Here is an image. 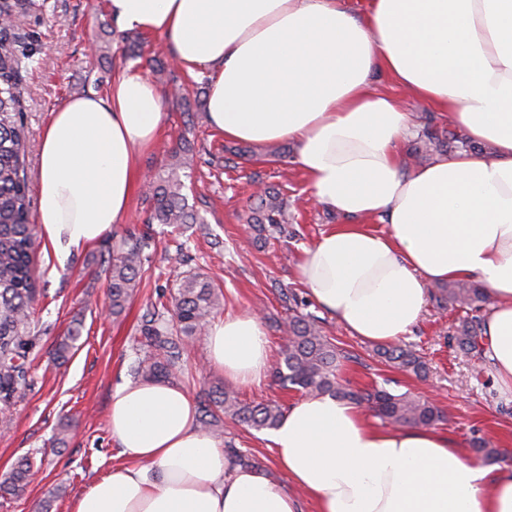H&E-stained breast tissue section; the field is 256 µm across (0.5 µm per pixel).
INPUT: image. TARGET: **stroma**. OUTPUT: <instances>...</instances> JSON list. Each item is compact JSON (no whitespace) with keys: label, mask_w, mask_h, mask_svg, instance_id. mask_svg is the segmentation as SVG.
I'll return each mask as SVG.
<instances>
[{"label":"stroma","mask_w":512,"mask_h":512,"mask_svg":"<svg viewBox=\"0 0 512 512\" xmlns=\"http://www.w3.org/2000/svg\"><path fill=\"white\" fill-rule=\"evenodd\" d=\"M109 0H37L15 19L16 30L32 43L35 54L24 74L28 141L25 167L30 180L38 178V156L51 112L64 99L88 91L108 95L122 66L118 43L105 37L118 28ZM165 123L154 144L143 153L142 179L166 170L179 136H187L203 162L186 181V192L203 221L187 231L169 229L159 235L152 260L145 265L139 288L120 319H113L102 256L126 233H141L149 207L143 191H136L122 224L99 242L59 259L46 239H39L36 274L45 291L33 317L34 345L27 359L29 384L18 392L10 420L0 422V480L16 462L30 459L39 473L18 498L0 497V512H37L50 501V512H68L74 495L121 459L109 432V404L113 392L133 381L132 366L146 352L139 331L140 317L159 295H172L180 279L199 272L220 286L223 297L217 317L246 312L260 314L270 341V363H277L282 345L273 320L287 317L280 291L296 293L305 309L320 314L297 280L294 270L306 249L314 245L340 215L314 204L298 167L296 148L288 142L248 146L245 158L227 164L231 142L207 121L206 109L191 101L182 110L164 99ZM261 185L280 188L288 203L294 237L269 240L257 247L246 218ZM183 242L190 256L177 264L167 251ZM461 310L439 306L428 298L423 316L404 343L414 344L427 363L419 378L388 366L374 353L375 345L352 333L333 317L326 332L338 349L346 351L339 376L352 389L388 386L393 393L411 392L444 410L437 429L469 449L481 438L507 456L512 466V401L499 393L484 362L466 356L452 335ZM78 326V348L67 360L54 361L53 349L71 326ZM204 337H196L183 355L181 385L191 394L213 386L225 387L241 401H275L291 406L301 400L296 390L282 389L274 375L261 384L226 381L207 361ZM69 424L65 443H57L61 424ZM267 432L225 420L220 441L252 458L268 477L283 480Z\"/></svg>","instance_id":"stroma-1"}]
</instances>
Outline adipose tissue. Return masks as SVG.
Returning <instances> with one entry per match:
<instances>
[{
    "label": "adipose tissue",
    "mask_w": 512,
    "mask_h": 512,
    "mask_svg": "<svg viewBox=\"0 0 512 512\" xmlns=\"http://www.w3.org/2000/svg\"><path fill=\"white\" fill-rule=\"evenodd\" d=\"M128 30L162 35L209 80L210 125L225 139L297 148L315 201L343 216L306 249L296 277L313 301L368 341L420 320L427 289L474 282L489 299L485 351L512 396V0H110ZM384 72L450 125L493 148L405 170L414 122L377 89ZM165 120L162 94L126 68L108 95L51 113L39 160L37 222L60 257L122 223L138 158ZM388 224L380 232L371 219ZM209 361L261 382L269 340L244 313L212 321ZM122 463L69 512H512V468L485 464L432 428L386 430L331 396L291 405L267 436L285 481L234 463L201 431L182 385L142 381L112 395Z\"/></svg>",
    "instance_id": "ef3b65f1"
}]
</instances>
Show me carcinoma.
Listing matches in <instances>:
<instances>
[{
  "label": "carcinoma",
  "mask_w": 512,
  "mask_h": 512,
  "mask_svg": "<svg viewBox=\"0 0 512 512\" xmlns=\"http://www.w3.org/2000/svg\"><path fill=\"white\" fill-rule=\"evenodd\" d=\"M16 0H0V411L13 405L17 392L28 385L26 359L33 344L30 323L34 303L39 296L35 267L36 240L30 224L31 198L25 152L27 141L24 115L23 71L32 55L22 46L23 37L12 23ZM457 134L427 122L409 158L416 165L434 153L448 151ZM173 163L165 176H156L148 184L151 202L146 224L179 227L195 224L198 217L188 205L182 172L193 167L194 156L185 145L172 154ZM248 224L254 240L264 243L275 235H287L288 213L281 193L266 187L255 200ZM157 247L156 233L144 232L121 241L106 272L109 279L112 314L121 315L139 287L137 277ZM439 302L468 312L485 300L481 289L469 282H452L439 288ZM293 302L288 320L275 321L285 329L286 341L276 374L283 387H292L306 395L329 394L356 404H364L381 420L395 426L432 427L443 419L442 411L432 403L408 393L394 394L383 387L352 392L336 376L341 352L323 333L322 320L311 313L297 311L296 294H282ZM219 306L217 287L207 278L189 274L181 281L173 297V309L155 303L141 317L140 333L149 354L137 362L135 375L144 380L169 379L181 366L183 350L193 337L205 329ZM78 331L71 330L56 344L55 354L65 358L76 348ZM455 340L466 355L480 358L485 350L482 320L463 317ZM377 355L403 372L426 373L422 356L411 347L381 346ZM284 409L277 403H244L237 396L214 386L200 401V428L218 432L228 416L260 429H270L280 421ZM36 474L29 459L18 461L11 473L0 482V496H21Z\"/></svg>",
  "instance_id": "1"
}]
</instances>
